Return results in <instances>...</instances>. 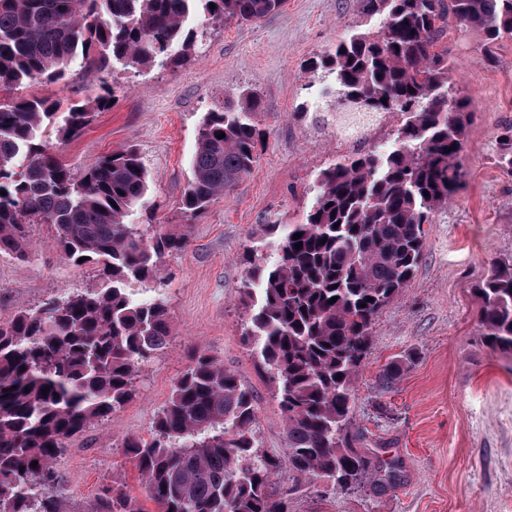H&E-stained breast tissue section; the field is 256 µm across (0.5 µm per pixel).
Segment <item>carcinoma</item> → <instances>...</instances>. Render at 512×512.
<instances>
[{
  "label": "carcinoma",
  "instance_id": "obj_1",
  "mask_svg": "<svg viewBox=\"0 0 512 512\" xmlns=\"http://www.w3.org/2000/svg\"><path fill=\"white\" fill-rule=\"evenodd\" d=\"M283 3L0 0V254L30 258L28 226L50 224L62 256L87 258L100 278L97 288L0 322V512H60L50 463L71 437L131 397L141 361L167 344L161 263L190 243L184 229L128 221L132 210L149 209L148 174L135 148L98 159L78 179L60 158L62 146L109 108L108 83L91 105L65 107L13 91L61 81L75 63L98 73L116 63L178 66L196 44L197 33L185 28L191 12L249 22L277 14ZM360 13L380 26H356L309 67L348 101L368 106L365 117L400 116L395 136L321 171L304 223L282 235L268 225L245 251L240 296L250 310L242 340L272 384L288 469L333 494L399 479L394 462L363 447L353 384L376 319L422 260L423 225L462 185L470 101L452 93L443 40L452 26L476 29L491 59L496 41L512 36V0H360ZM259 111L258 97L243 87L224 98L222 110L206 113L180 201L186 219L204 214L256 167ZM50 127L54 142L44 139ZM497 163L512 174L511 127L499 139ZM269 244L272 261L262 253ZM132 281L151 297L138 298L127 287ZM476 292L485 344L512 356V259L493 263ZM256 424L251 392L202 354L174 382L152 437L128 438L123 448L155 512H292L288 496L270 492L279 462L259 449ZM89 512L136 510L107 488Z\"/></svg>",
  "mask_w": 512,
  "mask_h": 512
}]
</instances>
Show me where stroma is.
<instances>
[{"mask_svg": "<svg viewBox=\"0 0 512 512\" xmlns=\"http://www.w3.org/2000/svg\"><path fill=\"white\" fill-rule=\"evenodd\" d=\"M360 21L358 0H285L280 13L246 25L205 24L196 13L186 22L198 33L196 52L178 67L138 71L117 64L105 77L75 67L66 81L17 88L20 97L90 103L109 83L111 109L62 148L64 161L78 177L98 158L135 148L148 171L151 207L133 212L131 223L174 232L190 226L188 248L163 260L172 328L167 345L139 366L131 398L69 439L52 462L62 512H88L106 486L154 512L122 443L150 438L155 416L195 352L221 361L252 391L260 448L285 458L278 404L241 340L244 252L264 225L303 223L318 173L355 154L333 136L340 110L307 64ZM445 43L451 82L472 102L459 158L463 184L426 225L415 276L378 316L354 383V423L369 447L398 464L401 481L384 492L368 484L329 495L321 484L296 482L283 466L272 492L290 495L293 512H512V356L484 345L474 296L489 261L512 258V175L494 160L501 133L512 125V37L489 55L483 34L469 28H450ZM244 86L261 99L260 161L232 193L185 221L177 204L200 123ZM29 237L32 260L0 257L3 321L99 283L95 265L61 257L53 226L31 225ZM392 361L400 370L388 381L383 369Z\"/></svg>", "mask_w": 512, "mask_h": 512, "instance_id": "1", "label": "stroma"}]
</instances>
